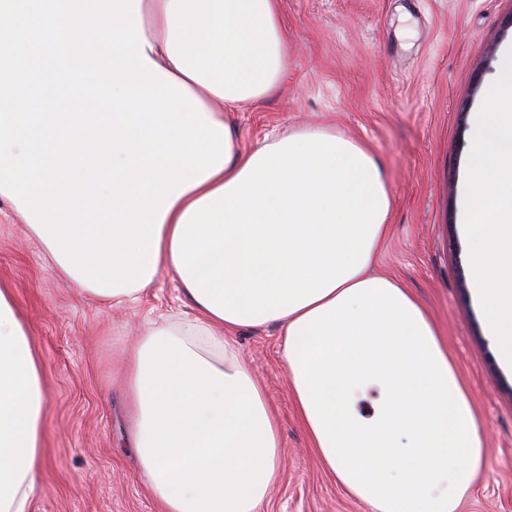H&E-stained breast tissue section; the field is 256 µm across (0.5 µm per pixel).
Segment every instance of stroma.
Listing matches in <instances>:
<instances>
[{
    "instance_id": "stroma-1",
    "label": "stroma",
    "mask_w": 512,
    "mask_h": 512,
    "mask_svg": "<svg viewBox=\"0 0 512 512\" xmlns=\"http://www.w3.org/2000/svg\"><path fill=\"white\" fill-rule=\"evenodd\" d=\"M288 78L235 113L246 144L329 126L384 165L393 231L374 274L410 288L441 327L485 439L461 512H512V369L500 365L471 289L461 232L473 118L512 43V0H281ZM0 283L12 289L44 366L50 460L30 512H161L126 444L118 352L146 319L179 306L160 275L134 304L111 306L58 278L41 241L0 199ZM236 344L281 425L282 474L266 512H364L322 468L296 417L275 328Z\"/></svg>"
}]
</instances>
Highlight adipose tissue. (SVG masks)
Returning a JSON list of instances; mask_svg holds the SVG:
<instances>
[{"mask_svg": "<svg viewBox=\"0 0 512 512\" xmlns=\"http://www.w3.org/2000/svg\"><path fill=\"white\" fill-rule=\"evenodd\" d=\"M139 13L147 57L227 126L230 157L161 227L156 269L176 275L192 318L148 320L121 352L149 491L163 512H264L280 426L234 336L272 326L310 445L365 512H460L484 438L425 306L371 272L392 232L381 162L327 127L249 146L232 124L288 74L280 0H140ZM42 377L0 287V512H29L48 463Z\"/></svg>", "mask_w": 512, "mask_h": 512, "instance_id": "ef3b65f1", "label": "adipose tissue"}]
</instances>
